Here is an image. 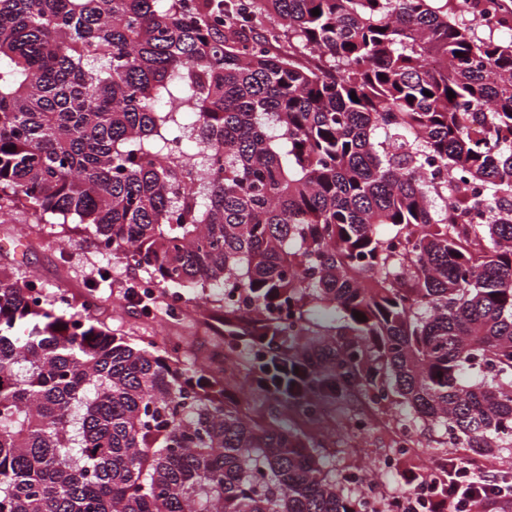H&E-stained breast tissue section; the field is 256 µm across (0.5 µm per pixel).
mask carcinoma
<instances>
[{
	"label": "carcinoma",
	"mask_w": 512,
	"mask_h": 512,
	"mask_svg": "<svg viewBox=\"0 0 512 512\" xmlns=\"http://www.w3.org/2000/svg\"><path fill=\"white\" fill-rule=\"evenodd\" d=\"M499 8L491 27L464 0H0V220L81 224L149 289L288 306L252 334L307 368L312 418L313 396L387 399L389 375L463 447L512 448ZM43 291L0 271V512H361L224 378ZM313 306L355 340L311 365Z\"/></svg>",
	"instance_id": "cac0c4a2"
}]
</instances>
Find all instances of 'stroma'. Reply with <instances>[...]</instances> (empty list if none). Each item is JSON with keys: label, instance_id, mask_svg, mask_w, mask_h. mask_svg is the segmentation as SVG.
<instances>
[{"label": "stroma", "instance_id": "1", "mask_svg": "<svg viewBox=\"0 0 512 512\" xmlns=\"http://www.w3.org/2000/svg\"><path fill=\"white\" fill-rule=\"evenodd\" d=\"M0 269L21 280H38L51 301L63 289L77 305L95 298L90 318L96 326L133 344L151 342L162 349L177 344L178 358L189 363L209 357L212 350L223 346L229 330L242 325L240 318L226 313L223 303L202 298L197 288L183 289L185 302L178 316H170V296L158 290L153 293L151 313H144L128 300L126 291L147 281L145 270L100 254L92 236L84 231H73L62 239L48 225L33 223L23 214L0 224ZM232 363V372L224 376L225 403L239 407L258 425L276 416L284 419L311 443L326 464L328 478L350 500H363L376 483L391 493L405 491L406 472H424L430 463L450 456L462 458L489 476L512 481V453L483 455L461 447L444 426L404 414L368 391L356 389L335 400L319 401L318 415L312 419L298 407L268 398L250 385L251 358L238 354ZM405 436L412 450H401L400 440ZM387 459L393 462L389 472L373 481L356 480V473Z\"/></svg>", "mask_w": 512, "mask_h": 512}]
</instances>
